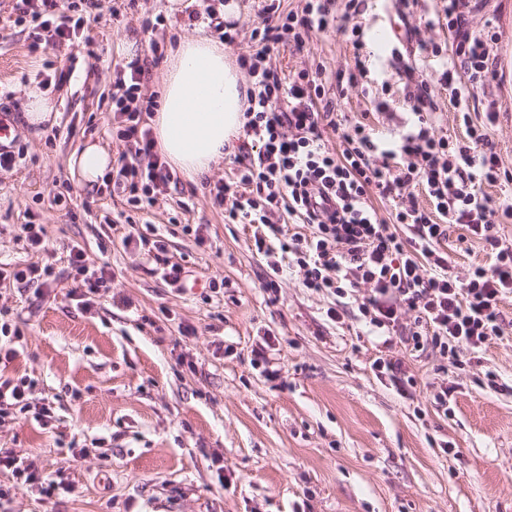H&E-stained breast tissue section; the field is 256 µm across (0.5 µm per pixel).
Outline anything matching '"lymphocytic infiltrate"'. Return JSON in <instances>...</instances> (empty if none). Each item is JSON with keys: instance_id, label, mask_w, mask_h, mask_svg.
Here are the masks:
<instances>
[{"instance_id": "obj_1", "label": "lymphocytic infiltrate", "mask_w": 512, "mask_h": 512, "mask_svg": "<svg viewBox=\"0 0 512 512\" xmlns=\"http://www.w3.org/2000/svg\"><path fill=\"white\" fill-rule=\"evenodd\" d=\"M329 5L330 0H305L302 9L285 11L279 0H270L263 7V25L251 32L256 49L239 59L252 86L238 174L209 193L223 207L225 222L265 225L266 236L255 239L256 252L270 254L267 238L279 239L281 252L294 255L306 288L341 294L369 286L359 310L370 326L385 332V346L397 341L415 351L431 347L458 360L462 350L502 335L500 304L512 294V243L497 231L500 217H512V206L483 191L512 180V172L501 168L489 138L496 112L487 111L481 121L470 113L471 98L493 74L496 35L469 28L474 0H448L455 46L445 56L441 81L465 138L434 136L437 108L430 86L414 79L407 66L398 76L411 83L407 98L416 121L398 140L380 144L365 125L340 118L322 69L300 70L284 80L269 63L276 45L300 49L335 28ZM98 7V0H15L13 10L16 23L36 30L29 50L38 53L40 31L58 42L72 40ZM145 76L139 61L117 65L111 106L119 120L117 137L127 147L114 183L139 209L152 206L172 180L144 119L156 107L154 98L141 94ZM326 126L337 133L338 147L324 143ZM417 191L427 206L413 202L397 207L392 220L379 217L374 198ZM282 207L310 225V234L282 240L281 227L270 220ZM455 224L482 240L490 256L463 279L443 249Z\"/></svg>"}]
</instances>
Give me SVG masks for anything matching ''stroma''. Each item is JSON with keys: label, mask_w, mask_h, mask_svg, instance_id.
<instances>
[{"label": "stroma", "mask_w": 512, "mask_h": 512, "mask_svg": "<svg viewBox=\"0 0 512 512\" xmlns=\"http://www.w3.org/2000/svg\"><path fill=\"white\" fill-rule=\"evenodd\" d=\"M12 5L0 0V105L13 109L9 136L21 155L0 170V269L49 262L56 280L48 295L37 282L0 284V326L9 329L0 348L16 352L4 373L33 384L26 412L0 423V448L56 487L48 495L0 469V512H512V296L501 304L503 336L469 360L399 344L402 382L378 374L383 338L358 309L367 288L309 290L297 265L272 273L255 250V225L225 223L209 186L235 181L233 156L203 180L177 179L145 210L106 186H83L69 165L89 142L116 158L126 150L110 110L116 63L141 59L147 98L165 68L151 42L169 50L185 36L221 39L207 23L187 22L203 0H179L175 10L170 0H101L77 38L37 56ZM447 7L362 0L352 23L368 73L343 88L349 121L383 138L412 124L394 77L409 65L435 88V136L461 135L437 86L442 66L420 49H451ZM156 15L163 25L143 31V18ZM472 25L492 26L498 42L494 74L470 107L480 115L496 101L489 134L512 172V0H478ZM351 39L332 29L300 53L280 45L271 65L283 77L319 64L343 75L354 64ZM63 70L68 78L57 82ZM41 78L58 117L32 127L26 90ZM30 223L43 225L47 251L21 237ZM462 233L451 228L447 251L464 277L489 256ZM129 234L136 241L127 245ZM149 241L160 242L159 254L148 253ZM75 248L108 277L88 299L71 274ZM165 262L184 268L180 284L163 279ZM445 386L443 407L434 396Z\"/></svg>", "instance_id": "obj_1"}]
</instances>
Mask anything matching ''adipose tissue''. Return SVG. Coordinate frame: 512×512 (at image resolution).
<instances>
[{
    "label": "adipose tissue",
    "mask_w": 512,
    "mask_h": 512,
    "mask_svg": "<svg viewBox=\"0 0 512 512\" xmlns=\"http://www.w3.org/2000/svg\"><path fill=\"white\" fill-rule=\"evenodd\" d=\"M245 92L223 43L195 36L171 52L151 119L158 149L188 181L208 173L241 134Z\"/></svg>",
    "instance_id": "obj_1"
}]
</instances>
